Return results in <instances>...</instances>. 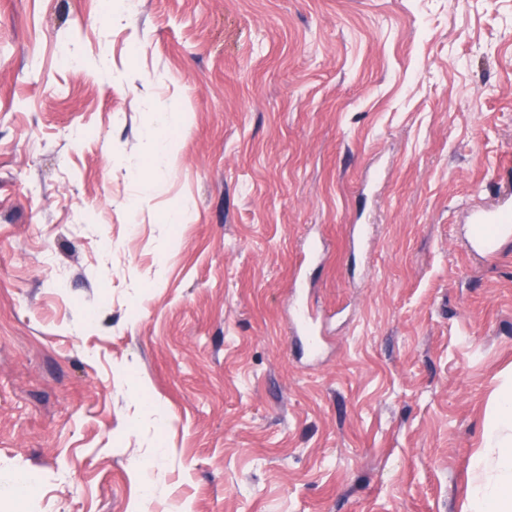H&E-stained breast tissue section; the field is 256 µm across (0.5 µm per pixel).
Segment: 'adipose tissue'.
<instances>
[{"mask_svg": "<svg viewBox=\"0 0 512 512\" xmlns=\"http://www.w3.org/2000/svg\"><path fill=\"white\" fill-rule=\"evenodd\" d=\"M479 482L463 512H512V380L496 393L476 456Z\"/></svg>", "mask_w": 512, "mask_h": 512, "instance_id": "obj_1", "label": "adipose tissue"}]
</instances>
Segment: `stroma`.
I'll return each mask as SVG.
<instances>
[{
	"instance_id": "stroma-1",
	"label": "stroma",
	"mask_w": 512,
	"mask_h": 512,
	"mask_svg": "<svg viewBox=\"0 0 512 512\" xmlns=\"http://www.w3.org/2000/svg\"><path fill=\"white\" fill-rule=\"evenodd\" d=\"M510 175L512 0H0V512H461ZM512 189L499 192L495 203L471 207L467 213L465 247L475 255L493 257L500 245L512 239ZM290 324L297 335H307L302 336L303 345L311 355H317L321 349V343L318 337L320 336V332L317 328L313 311L300 301L293 302L290 312Z\"/></svg>"
}]
</instances>
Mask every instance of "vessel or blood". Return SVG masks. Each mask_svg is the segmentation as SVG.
I'll list each match as a JSON object with an SVG mask.
<instances>
[{
    "label": "vessel or blood",
    "mask_w": 512,
    "mask_h": 512,
    "mask_svg": "<svg viewBox=\"0 0 512 512\" xmlns=\"http://www.w3.org/2000/svg\"><path fill=\"white\" fill-rule=\"evenodd\" d=\"M467 222L465 247L478 256H495L502 242L512 239V189L500 191L493 204L471 207ZM290 324L302 334L306 350L318 354L321 343L313 311L302 302H293Z\"/></svg>",
    "instance_id": "vessel-or-blood-1"
}]
</instances>
